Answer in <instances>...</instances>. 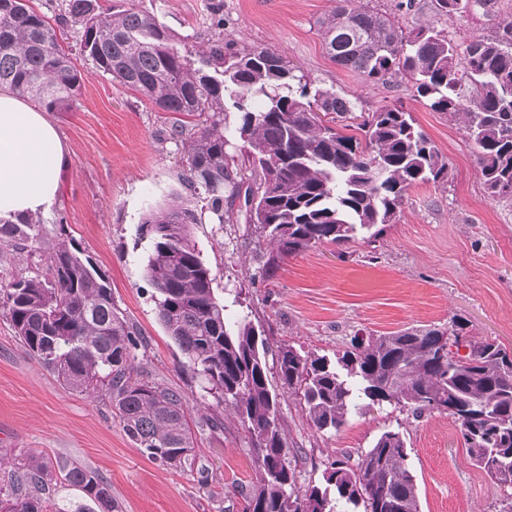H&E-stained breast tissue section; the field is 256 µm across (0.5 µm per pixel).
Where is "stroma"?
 <instances>
[{"label": "stroma", "mask_w": 512, "mask_h": 512, "mask_svg": "<svg viewBox=\"0 0 512 512\" xmlns=\"http://www.w3.org/2000/svg\"><path fill=\"white\" fill-rule=\"evenodd\" d=\"M407 28L438 23L458 44L493 34L512 20V0L450 20L436 19L432 0L412 10L398 0H372ZM335 0H104V8L154 10L179 44L196 49L221 37L288 56L314 86L356 100L362 112L404 105L448 161V180L411 188L397 223L372 242L326 244L285 259L265 276L270 247L233 216L196 224L192 236L216 276L217 290L239 292L230 318L264 328L267 363L279 346L320 354L344 350L358 332L465 320L475 338L512 347V203L491 200L463 128L431 111L410 84L365 86L328 58L319 23ZM224 18L212 27V15ZM81 91L71 111L49 113L69 163L48 212L38 214L41 238L25 250L0 248V286L44 266L43 245L58 228L89 255L112 288L119 310L146 342L137 365L180 390L188 403L195 451L174 471L149 460L125 436L97 397L69 389L32 358L0 316V478L16 458L35 454L79 463L109 485L121 512H243L256 483L254 452L238 420L217 407L161 324L145 278L147 242L136 239L147 206L189 198L183 149L165 141L167 115L135 92L78 59ZM288 452L299 459V485L319 484L328 463L355 457L387 429L403 433L422 512H501L507 491L473 466L454 420L436 411L413 417L399 405L363 409L336 431L312 429L291 391L278 387Z\"/></svg>", "instance_id": "stroma-1"}]
</instances>
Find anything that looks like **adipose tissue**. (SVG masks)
<instances>
[{
  "label": "adipose tissue",
  "instance_id": "1",
  "mask_svg": "<svg viewBox=\"0 0 512 512\" xmlns=\"http://www.w3.org/2000/svg\"><path fill=\"white\" fill-rule=\"evenodd\" d=\"M67 151L45 114L0 90V221L46 211Z\"/></svg>",
  "mask_w": 512,
  "mask_h": 512
}]
</instances>
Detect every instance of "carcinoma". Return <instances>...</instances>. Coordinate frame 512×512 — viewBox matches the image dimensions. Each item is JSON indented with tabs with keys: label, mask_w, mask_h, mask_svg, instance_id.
<instances>
[{
	"label": "carcinoma",
	"mask_w": 512,
	"mask_h": 512,
	"mask_svg": "<svg viewBox=\"0 0 512 512\" xmlns=\"http://www.w3.org/2000/svg\"><path fill=\"white\" fill-rule=\"evenodd\" d=\"M32 0H0V89L48 112L68 109L82 75L60 43L79 28V54L163 112L166 139L184 145L197 211L176 198L150 207L137 225L150 242L145 278L158 317L186 364L216 404L233 412L256 453L257 481L245 512H422L407 444L383 431L357 460L329 462L325 485L298 486L289 457L280 400L268 379L265 339L247 317L230 324L191 227L207 216L224 223V205L243 200L246 223L271 245L273 273L291 256L325 243L377 237L395 224L407 192L448 177V162L401 105L367 114L347 135L337 124L356 104L331 88H315L282 53L235 48L219 38L192 52L148 11L131 7L102 15L100 0H61L55 23ZM337 0L321 21L325 50L365 84L410 82L430 110L462 124L474 146L485 193L512 201V21L464 49L434 25L406 29L388 13ZM438 17L461 16L495 0H432ZM240 113L241 156L255 175L246 182L226 147L224 112ZM39 225H0V245L24 250ZM46 275H19L0 289V309L28 353L65 386L96 394L149 460L181 469L194 450L184 395L134 366L144 347L120 312L112 288L90 257L59 240L46 249ZM466 323L355 336L333 355L279 347L275 369L310 426L337 431L362 406L402 405L420 416L448 414L470 459L499 486L512 489V351L488 339L460 342ZM469 352L462 356L460 347ZM366 404H361V401ZM64 482L105 512H119L96 471L63 465ZM51 464L23 456L0 486V512H83L52 509Z\"/></svg>",
	"instance_id": "cac0c4a2"
}]
</instances>
